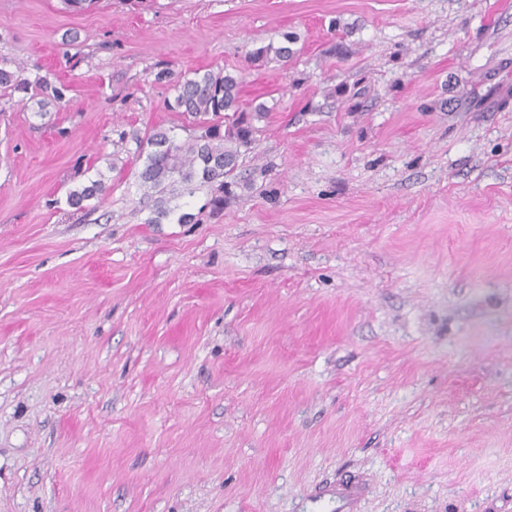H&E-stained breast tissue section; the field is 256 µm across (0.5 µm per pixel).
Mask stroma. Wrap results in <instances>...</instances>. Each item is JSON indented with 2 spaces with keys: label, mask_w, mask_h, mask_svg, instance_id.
I'll return each mask as SVG.
<instances>
[{
  "label": "stroma",
  "mask_w": 512,
  "mask_h": 512,
  "mask_svg": "<svg viewBox=\"0 0 512 512\" xmlns=\"http://www.w3.org/2000/svg\"><path fill=\"white\" fill-rule=\"evenodd\" d=\"M498 2L0 0V512H512ZM164 68L272 112L223 208L159 221L139 142L196 133ZM104 191L102 178L90 180L88 185L81 189L72 190L67 197V203L74 208H84L83 203L97 198Z\"/></svg>",
  "instance_id": "obj_1"
}]
</instances>
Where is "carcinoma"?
<instances>
[{"label":"carcinoma","instance_id":"carcinoma-1","mask_svg":"<svg viewBox=\"0 0 512 512\" xmlns=\"http://www.w3.org/2000/svg\"><path fill=\"white\" fill-rule=\"evenodd\" d=\"M275 57L288 61V47L272 44L260 46L249 53L252 62L259 63ZM25 67L21 63L10 68L0 65V87L20 88L25 85L22 78ZM157 79L172 82L175 96L167 103L168 108L186 114L196 121L200 134L179 142L166 129L155 130L139 150L146 152L143 168L139 174L140 186L148 198H156V221L168 217L173 209L164 206L162 194L167 188L180 184L181 196L192 197L204 187L211 192L212 204H224V192L234 183L241 150L251 149L259 127L256 123L267 118L268 108L259 104L246 110L240 104V75L219 69L208 70L192 78L176 77L171 71H162ZM43 108L62 101L63 89L55 83L43 80ZM104 191L101 179L91 180L80 189L72 190L67 203L81 209Z\"/></svg>","mask_w":512,"mask_h":512}]
</instances>
